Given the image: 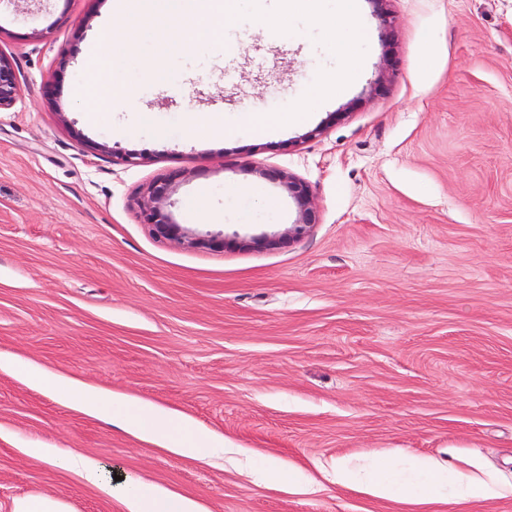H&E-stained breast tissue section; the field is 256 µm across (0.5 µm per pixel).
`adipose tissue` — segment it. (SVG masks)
Wrapping results in <instances>:
<instances>
[{
	"mask_svg": "<svg viewBox=\"0 0 512 512\" xmlns=\"http://www.w3.org/2000/svg\"><path fill=\"white\" fill-rule=\"evenodd\" d=\"M38 381L47 390L61 391L69 403L89 413H111L120 425L131 428L141 438L162 443L180 455L205 460L216 451L215 439L208 432L163 415L151 405L125 404L97 388L76 382L63 383L58 374L50 371L40 372ZM48 459L54 465L77 472L87 483L118 498L127 512H204L196 500L140 480L113 482L97 461L59 451L50 452ZM333 481L336 486L360 489L378 499L409 498L419 507L451 499L493 500L512 495V484L459 473L420 455L386 457L367 475L350 461L342 460L333 470Z\"/></svg>",
	"mask_w": 512,
	"mask_h": 512,
	"instance_id": "ef3b65f1",
	"label": "adipose tissue"
}]
</instances>
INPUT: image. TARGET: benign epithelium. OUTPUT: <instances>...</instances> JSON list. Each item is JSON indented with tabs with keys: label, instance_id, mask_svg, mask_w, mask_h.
Here are the masks:
<instances>
[{
	"label": "benign epithelium",
	"instance_id": "1",
	"mask_svg": "<svg viewBox=\"0 0 512 512\" xmlns=\"http://www.w3.org/2000/svg\"><path fill=\"white\" fill-rule=\"evenodd\" d=\"M18 93V78L12 58L0 50V111L10 109ZM262 177L277 179L294 199L298 215L288 229L273 236H261L230 242L221 235L200 236L189 232L182 225L174 222L167 212L169 199L174 192L175 176L170 175L153 181L139 203L143 222L150 225L158 238L174 240L190 247H209L222 249L230 244L240 248L264 249L276 247L285 241L297 238L312 225L319 223V213L314 206L310 187L287 174H271L258 171Z\"/></svg>",
	"mask_w": 512,
	"mask_h": 512
}]
</instances>
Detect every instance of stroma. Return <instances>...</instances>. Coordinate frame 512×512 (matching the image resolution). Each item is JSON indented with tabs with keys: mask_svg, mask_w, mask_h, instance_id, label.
<instances>
[{
	"mask_svg": "<svg viewBox=\"0 0 512 512\" xmlns=\"http://www.w3.org/2000/svg\"><path fill=\"white\" fill-rule=\"evenodd\" d=\"M108 0H0L19 93L0 112V512L49 495L126 512L53 448L181 492L207 512H414L331 480L336 460L393 452L512 482V0H359L354 80L276 129L287 88L337 58L322 30L243 18L122 74L137 105L92 121L73 97ZM234 115L192 139L189 112ZM309 185L320 221L275 249L157 238L138 203L177 173L173 219L193 233H280L296 204L260 170ZM207 191L211 218L188 204ZM45 369L173 411L223 439L203 463L64 404ZM321 481L256 483L267 457Z\"/></svg>",
	"mask_w": 512,
	"mask_h": 512,
	"instance_id": "1",
	"label": "stroma"
}]
</instances>
